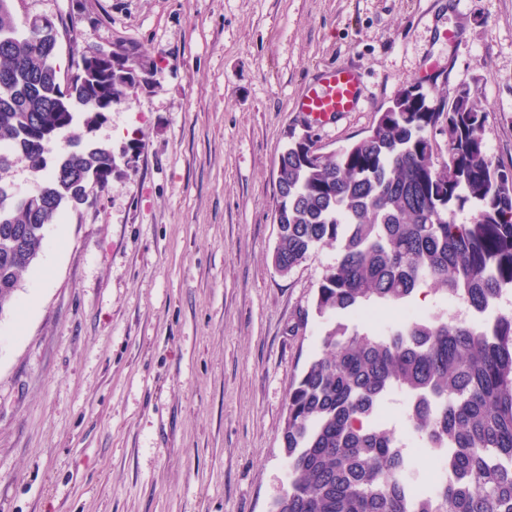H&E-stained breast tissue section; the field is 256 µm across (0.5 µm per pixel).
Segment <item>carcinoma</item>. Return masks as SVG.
<instances>
[{
	"label": "carcinoma",
	"instance_id": "carcinoma-1",
	"mask_svg": "<svg viewBox=\"0 0 512 512\" xmlns=\"http://www.w3.org/2000/svg\"><path fill=\"white\" fill-rule=\"evenodd\" d=\"M12 3L0 0V313L37 263L45 227L116 168L95 140L55 156L49 144L80 118L92 129L139 77L124 55L63 94L55 33L18 25ZM487 117L475 92L398 94L339 151L314 160L304 134L280 153L273 265L288 275L336 245L314 306L338 321L289 390L290 479L271 512H512V314L492 312L512 289V165L492 164ZM18 162L43 174L24 196L4 178ZM424 286L469 317L417 312L374 335L350 327L368 307H408ZM394 394L448 470L432 492L411 484L415 461L383 420Z\"/></svg>",
	"mask_w": 512,
	"mask_h": 512
}]
</instances>
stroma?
Instances as JSON below:
<instances>
[{
	"label": "stroma",
	"mask_w": 512,
	"mask_h": 512,
	"mask_svg": "<svg viewBox=\"0 0 512 512\" xmlns=\"http://www.w3.org/2000/svg\"><path fill=\"white\" fill-rule=\"evenodd\" d=\"M18 23L73 22L89 49L153 74L94 130L105 190L45 230L0 313V512H270L288 487L289 388L333 320L314 308L336 260L271 262L278 157L290 134L328 154L400 90L479 94L496 164H512V0H14ZM456 40H449V32ZM353 67L355 111L297 105Z\"/></svg>",
	"instance_id": "stroma-1"
}]
</instances>
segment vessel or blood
Here are the masks:
<instances>
[{"label":"vessel or blood","mask_w":512,"mask_h":512,"mask_svg":"<svg viewBox=\"0 0 512 512\" xmlns=\"http://www.w3.org/2000/svg\"><path fill=\"white\" fill-rule=\"evenodd\" d=\"M360 97V81L356 71L336 67L325 71L321 78L309 87L299 104V110L315 124L327 115L355 110Z\"/></svg>","instance_id":"obj_1"}]
</instances>
